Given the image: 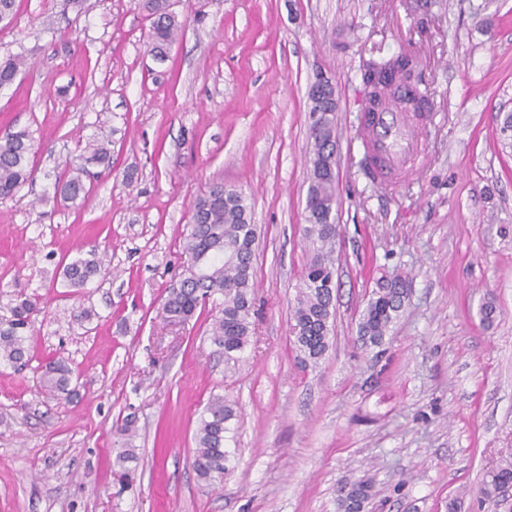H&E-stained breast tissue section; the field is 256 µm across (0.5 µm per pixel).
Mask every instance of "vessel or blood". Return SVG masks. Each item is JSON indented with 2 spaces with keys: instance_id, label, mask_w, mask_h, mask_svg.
<instances>
[{
  "instance_id": "b4317fda",
  "label": "vessel or blood",
  "mask_w": 512,
  "mask_h": 512,
  "mask_svg": "<svg viewBox=\"0 0 512 512\" xmlns=\"http://www.w3.org/2000/svg\"><path fill=\"white\" fill-rule=\"evenodd\" d=\"M429 120V113L417 114L404 108L382 109L362 116L359 127L382 168L380 185H393L397 176L407 175V161L416 152Z\"/></svg>"
}]
</instances>
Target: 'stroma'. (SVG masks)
<instances>
[{
  "label": "stroma",
  "mask_w": 512,
  "mask_h": 512,
  "mask_svg": "<svg viewBox=\"0 0 512 512\" xmlns=\"http://www.w3.org/2000/svg\"><path fill=\"white\" fill-rule=\"evenodd\" d=\"M185 29L165 58L139 0H16L0 57L30 69L0 88V137L33 139L30 180L0 200V307L37 296L32 360L0 362V512H493L479 489L512 454V0H171ZM415 55L433 117L414 174L382 189L360 168L362 60ZM336 90L335 306L328 352L291 339L310 184L308 89ZM108 136L111 168L86 196L56 184ZM221 182L256 224L255 333L236 369L211 312L157 315L186 256L192 202ZM111 272L79 292L62 267L88 252ZM409 277L382 346L358 342L369 292ZM494 300L491 327L478 310ZM85 308L95 311L79 322ZM65 358L73 401L38 397ZM235 402L220 490L197 478L194 433L211 396ZM134 415L135 461L113 427ZM340 507L343 512H362L371 496L372 486L365 480L346 483L341 486Z\"/></svg>",
  "instance_id": "stroma-1"
}]
</instances>
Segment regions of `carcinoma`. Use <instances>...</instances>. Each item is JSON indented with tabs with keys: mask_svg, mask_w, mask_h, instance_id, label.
<instances>
[{
	"mask_svg": "<svg viewBox=\"0 0 512 512\" xmlns=\"http://www.w3.org/2000/svg\"><path fill=\"white\" fill-rule=\"evenodd\" d=\"M142 8L150 20L148 33L151 52L162 59L182 33V22L171 10L170 0H142ZM27 59L12 54L0 60V88L10 84ZM390 73L413 79L414 91L421 101L429 100L428 90L420 89L422 80L416 74L413 58L398 55L387 59L368 60L363 64L362 86H367L375 73ZM309 112L312 118L310 137L317 173L310 183L306 203L307 225L303 228L311 252L302 275L294 308L293 340L305 364H318L329 349L330 318L334 313V289L326 287L334 269L337 225L329 219L336 207L335 110L319 88L310 87ZM109 142L96 139L86 143L80 163L65 173L58 189L71 201L85 193L84 177L90 165L110 162ZM31 143L25 131L8 133L0 138V199L13 197L31 177L29 154ZM189 231L185 236L186 265L180 280L167 291L159 316L168 323L187 322L197 310L212 303L218 311L213 318L211 341L231 368L239 365L253 334L254 307L253 259L256 228L251 223L245 201L234 189L215 184L197 198L190 208ZM110 273L109 265L96 253L73 259L63 267L68 287L80 289L97 276ZM409 289L407 280L394 274L373 289L359 324V341L379 346L392 326L401 317ZM9 316L0 317V361L24 364L29 361L33 337V315L38 311V298L18 294L8 304ZM73 370L63 358L43 366L36 393L56 400H70L76 395L72 388ZM235 411L221 395L206 404L195 432L193 468L197 478L209 486H219L228 472V453L224 449L230 432L228 423ZM512 484V456L502 459L490 470L481 487L483 499L495 506L504 505L500 491ZM372 486L365 480L342 486V512H363Z\"/></svg>",
	"mask_w": 512,
	"mask_h": 512,
	"instance_id": "1",
	"label": "carcinoma"
}]
</instances>
